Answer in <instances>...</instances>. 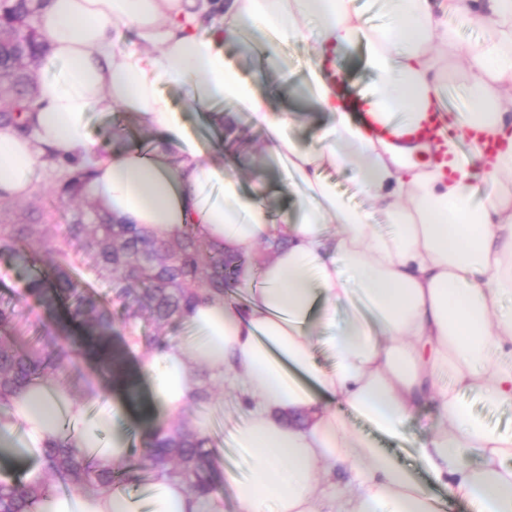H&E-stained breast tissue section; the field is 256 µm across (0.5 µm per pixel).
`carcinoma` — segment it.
Returning <instances> with one entry per match:
<instances>
[{
	"label": "carcinoma",
	"mask_w": 512,
	"mask_h": 512,
	"mask_svg": "<svg viewBox=\"0 0 512 512\" xmlns=\"http://www.w3.org/2000/svg\"><path fill=\"white\" fill-rule=\"evenodd\" d=\"M43 0H0V128H24L35 101L30 90L34 67L47 54V42L38 27ZM77 173L58 186V195L79 201L63 234L56 225L27 217L25 224L0 225V253L24 263L45 259L51 282L32 277L25 293L43 302L63 301L70 315L87 327L89 346L65 347L55 336L65 326H37L20 316L15 307L0 303V406L35 379L56 376L73 357L83 352L96 356L110 370L120 369L122 355L109 342L112 308L97 292L77 279L83 265L108 284L106 296L119 303L128 323L148 320L155 334L135 339L146 350L161 353L170 345L168 330L186 320L187 311L200 298L224 296L233 288L237 267L245 262L208 243L194 225L173 239H162L136 224H115L101 215L86 196ZM143 467L102 464L75 448L62 432L44 457V478L37 484L12 477L0 479V512H34V505L55 495L53 480L83 491L116 483L139 484L143 470L176 477L199 498L214 493L220 466L207 439L182 415L162 422L146 435L140 448Z\"/></svg>",
	"instance_id": "carcinoma-1"
}]
</instances>
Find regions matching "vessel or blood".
<instances>
[{"instance_id": "b4317fda", "label": "vessel or blood", "mask_w": 512, "mask_h": 512, "mask_svg": "<svg viewBox=\"0 0 512 512\" xmlns=\"http://www.w3.org/2000/svg\"><path fill=\"white\" fill-rule=\"evenodd\" d=\"M349 104L358 113L370 136L398 144L428 142L439 146L438 160L450 159L455 164H462V153L451 155L446 150L448 114L444 108L419 112L411 117L401 112H386L379 107L376 97L365 90L353 92Z\"/></svg>"}]
</instances>
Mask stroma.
I'll list each match as a JSON object with an SVG mask.
<instances>
[{
    "label": "stroma",
    "instance_id": "obj_1",
    "mask_svg": "<svg viewBox=\"0 0 512 512\" xmlns=\"http://www.w3.org/2000/svg\"><path fill=\"white\" fill-rule=\"evenodd\" d=\"M280 54L288 62L287 69L278 76L255 79L258 90L267 96L270 107L275 112L299 106V99L283 94L281 87L285 84H300L306 80L310 45L293 40L281 46ZM91 131L93 138L100 141L102 147L106 149L111 148L112 136L116 133L120 134L124 143L130 145L137 144L146 148L151 144L150 135L141 131L127 112L119 109L109 113H92ZM56 184L54 174H46L31 199L17 200L10 206L0 209V224L22 223V213L32 203L41 209L48 223L61 226L68 224L72 206L58 198ZM27 276V270L16 265L12 258L0 257V298L12 300L17 310L29 316L30 319H38L49 325L66 324L67 330L59 338L61 345L70 346L79 342L86 334L84 326L71 320L63 306L58 304L49 306L28 297L24 292ZM112 314L114 316L113 347L124 350L130 364H138L145 357L146 352L141 345L131 343L130 338L134 335L153 334V326L145 321L138 322L133 327L126 325L121 308L117 305L113 306ZM74 365L85 377L83 384H74L70 373L67 372L56 378L57 383L67 389L74 399L90 403L100 395L111 391L112 376L103 364L92 358L80 357L75 359ZM196 371L200 381L208 384L212 392L211 401L196 412L198 419L206 423L203 434L208 438L210 448L223 449L226 469L238 476H246L249 472L250 460L236 447L233 435L236 429L247 421V409L225 396L223 384L212 379L206 366H197ZM433 421L430 407H421L407 421L405 437L401 440L376 433L365 420L358 417L353 418L352 424L358 432L372 438L376 447L393 455L400 464L415 470L419 482L429 486L431 492L440 498L442 512H469L466 501L450 495L447 489L434 484L415 457L414 447L430 429Z\"/></svg>",
    "mask_w": 512,
    "mask_h": 512
}]
</instances>
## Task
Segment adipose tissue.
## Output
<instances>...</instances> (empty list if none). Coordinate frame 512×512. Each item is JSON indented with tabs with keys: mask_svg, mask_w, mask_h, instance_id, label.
I'll return each instance as SVG.
<instances>
[{
	"mask_svg": "<svg viewBox=\"0 0 512 512\" xmlns=\"http://www.w3.org/2000/svg\"><path fill=\"white\" fill-rule=\"evenodd\" d=\"M393 22L366 29L354 0H45L40 27L59 72L36 73L29 128L0 130V200L28 198L57 162L89 170L88 197L119 224L163 238L186 225L245 256L234 289L245 304L215 297L187 320L198 341L145 358L146 421L175 413L198 387L206 365L233 397L249 403L234 441L252 456L248 476L225 471L237 512H440L411 471L357 433L326 405L339 399L387 437L424 404L435 424L415 454L432 480L465 499L470 512H512V433L475 417L464 394L512 404V0H389ZM487 30L483 47L462 48L446 17ZM131 45H120L124 31ZM306 40L312 59L304 89L323 117L314 145L289 129L298 109L270 111L254 82L224 58L233 45L262 70H281L272 46ZM367 46L372 93L396 112H425L441 102L449 72L475 80V107L452 111L458 134L498 138L493 157L474 151L449 173L430 161L431 145L369 138L347 103L344 84L322 63ZM186 90L192 105L232 142L239 113L264 134L266 158L283 165L298 198L272 210L265 175L243 181L205 155L161 87ZM228 100L233 110L217 109ZM129 112L155 134L149 149L121 146L102 156L92 113ZM357 167L368 208L338 197L328 169ZM491 191L473 204L466 182ZM380 216L381 232L368 221ZM271 255L252 263L258 248ZM353 308L345 324L336 310ZM333 327L331 369L316 357V326ZM130 400L91 413L50 379L32 382L0 408V440L22 462L25 480L42 477L44 454L63 427L77 448L121 465L131 443L123 431ZM146 500L114 487L41 500L35 512H224V499L194 497L177 479L146 483Z\"/></svg>",
	"mask_w": 512,
	"mask_h": 512,
	"instance_id": "1",
	"label": "adipose tissue"
}]
</instances>
